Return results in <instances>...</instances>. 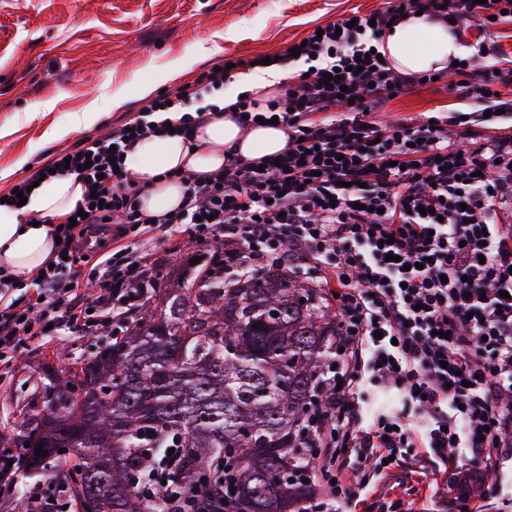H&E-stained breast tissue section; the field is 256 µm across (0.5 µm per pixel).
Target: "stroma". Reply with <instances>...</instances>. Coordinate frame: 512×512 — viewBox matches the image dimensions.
Returning a JSON list of instances; mask_svg holds the SVG:
<instances>
[{"label": "stroma", "instance_id": "35a3bbf8", "mask_svg": "<svg viewBox=\"0 0 512 512\" xmlns=\"http://www.w3.org/2000/svg\"><path fill=\"white\" fill-rule=\"evenodd\" d=\"M386 0H0V197L48 165L57 152L99 136L133 118L145 101L136 87L170 90L192 82L227 56L276 55L315 27L353 12L380 9ZM123 96L119 108L113 97ZM447 81L416 85L381 104L380 117L415 125L426 118L477 110ZM76 112L99 113L98 121L60 142L45 133L66 125ZM185 238L171 253L166 235L153 243L163 266L157 288L179 277L199 253ZM110 329L63 326L21 346L10 366L0 368V432L18 438L35 428L40 405L34 395L45 366L63 369L108 341Z\"/></svg>", "mask_w": 512, "mask_h": 512}]
</instances>
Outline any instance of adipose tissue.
<instances>
[{
  "label": "adipose tissue",
  "instance_id": "ef3b65f1",
  "mask_svg": "<svg viewBox=\"0 0 512 512\" xmlns=\"http://www.w3.org/2000/svg\"><path fill=\"white\" fill-rule=\"evenodd\" d=\"M379 49L407 75L451 66L464 52L451 24L423 15H409L392 25ZM287 80V71L272 66L239 74L219 108L207 112L189 136L162 135L137 142L127 169L130 180L143 188L144 211L156 214L177 208L184 187L173 179V172L199 178L232 159L251 163L283 151L288 144L285 127L241 125L232 106L241 94L260 102L275 98ZM83 193L75 177L63 176L32 192L22 209L0 207V269L24 280L50 263L55 257L52 229L64 223Z\"/></svg>",
  "mask_w": 512,
  "mask_h": 512
}]
</instances>
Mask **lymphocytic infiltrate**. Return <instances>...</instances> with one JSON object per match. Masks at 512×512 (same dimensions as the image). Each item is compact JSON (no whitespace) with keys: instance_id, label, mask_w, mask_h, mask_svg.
I'll return each instance as SVG.
<instances>
[{"instance_id":"obj_1","label":"lymphocytic infiltrate","mask_w":512,"mask_h":512,"mask_svg":"<svg viewBox=\"0 0 512 512\" xmlns=\"http://www.w3.org/2000/svg\"><path fill=\"white\" fill-rule=\"evenodd\" d=\"M419 12L481 23L474 58L454 69L455 88L490 111L458 122L453 133L440 120L385 123L368 108L431 83L432 72L405 75L373 52L388 23ZM509 21L512 0H388L309 33L299 56H279L290 72L279 97L260 113L249 97L237 102L249 119L287 126L281 157L260 165L234 159L202 182L180 175L184 194L170 215L142 211L141 187L116 171L115 158L164 132L148 113L180 109L176 127L189 132L194 102L223 90L251 58L202 71L182 92L156 95L143 114L84 138L74 158L55 157L57 175L83 184L88 216L54 227L57 256L39 276L18 282L19 298L0 295V362L47 326H100L115 308L133 311L148 301L158 270L148 245L160 225L200 244L223 241L228 275L266 267L292 273L304 261L336 310L341 350L294 432L303 469L318 481L309 512L329 501L365 502L398 463L409 484L448 512H484L475 488L512 468V134L498 131L512 122V100L500 98L501 87L512 85V65L497 61L485 39ZM486 55L493 65L477 70L475 59ZM298 59L307 71L294 70ZM96 196L104 207H93ZM103 235L112 238L111 252L79 277L92 240ZM368 383L397 391L404 410L366 420ZM460 448L469 451L463 466ZM175 469L156 453L144 457L159 512H192Z\"/></svg>"}]
</instances>
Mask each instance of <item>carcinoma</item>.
I'll return each mask as SVG.
<instances>
[{
	"instance_id": "carcinoma-1",
	"label": "carcinoma",
	"mask_w": 512,
	"mask_h": 512,
	"mask_svg": "<svg viewBox=\"0 0 512 512\" xmlns=\"http://www.w3.org/2000/svg\"><path fill=\"white\" fill-rule=\"evenodd\" d=\"M335 336L336 312L285 272L184 274L95 357L47 375L23 474L69 454L79 512H151L143 453L179 448V484L224 491L211 507L298 512L313 484L292 432L317 402Z\"/></svg>"
}]
</instances>
